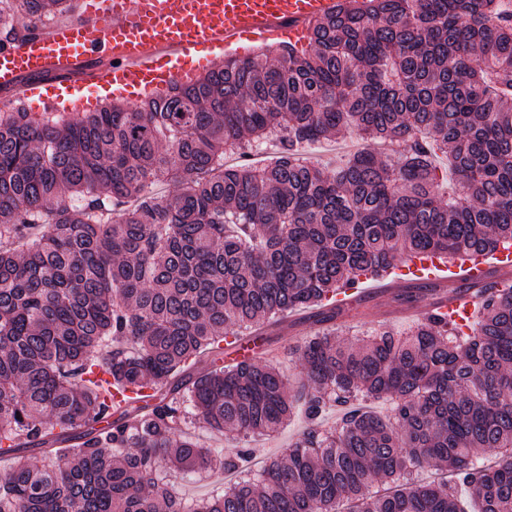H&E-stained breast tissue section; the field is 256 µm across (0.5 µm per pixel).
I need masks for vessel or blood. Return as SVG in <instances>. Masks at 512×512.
Segmentation results:
<instances>
[{
    "label": "vessel or blood",
    "mask_w": 512,
    "mask_h": 512,
    "mask_svg": "<svg viewBox=\"0 0 512 512\" xmlns=\"http://www.w3.org/2000/svg\"><path fill=\"white\" fill-rule=\"evenodd\" d=\"M340 0H87L69 20L13 35L0 44V110L72 111L104 93L137 98L186 82L246 40L278 47L304 41L310 24ZM402 274L440 284L431 304L450 325L469 328L483 299L470 282L512 274V245L447 265L438 255L410 256ZM451 282L444 290L443 282Z\"/></svg>",
    "instance_id": "b4317fda"
}]
</instances>
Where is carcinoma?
<instances>
[{"mask_svg":"<svg viewBox=\"0 0 512 512\" xmlns=\"http://www.w3.org/2000/svg\"><path fill=\"white\" fill-rule=\"evenodd\" d=\"M72 0H12L33 24ZM352 129L390 153L334 173L298 149ZM274 142L265 168L224 155ZM448 155L455 195L434 165ZM171 179L176 195L152 186ZM0 512H512V284L466 334L429 315L407 334L295 347L291 396L278 369L224 364L227 337L298 309L342 315L336 292L416 251L453 264L512 240V0H342L309 48L231 57L135 107L76 121L0 118ZM211 356L194 377L185 363ZM150 402L107 420L93 368ZM384 400L391 419L370 410ZM340 412L332 426L324 415ZM306 427L288 453L193 506L162 464L238 469L249 453L204 448L201 424L231 437ZM63 445L34 468L24 453ZM497 451L499 460L483 457Z\"/></svg>","mask_w":512,"mask_h":512,"instance_id":"cac0c4a2","label":"carcinoma"}]
</instances>
